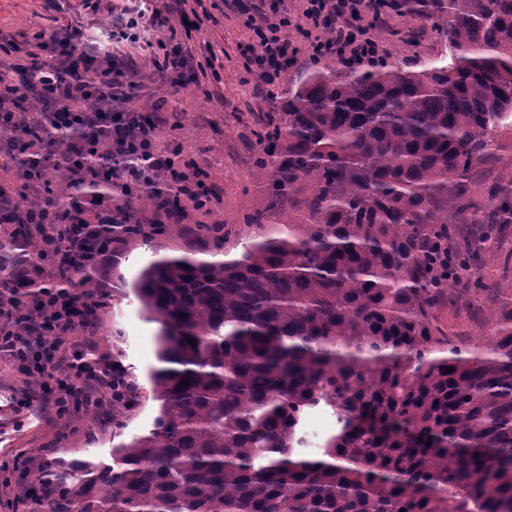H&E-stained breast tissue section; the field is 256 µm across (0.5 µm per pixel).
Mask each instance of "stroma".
Returning a JSON list of instances; mask_svg holds the SVG:
<instances>
[{"mask_svg": "<svg viewBox=\"0 0 512 512\" xmlns=\"http://www.w3.org/2000/svg\"><path fill=\"white\" fill-rule=\"evenodd\" d=\"M64 12L50 10L46 0H0V33L8 34L18 48L39 30L53 34L59 28V15L80 21L92 36L112 29L124 0H98L94 11L82 9L81 0H63ZM197 11L202 18L193 34L191 45L200 48L212 45L218 61L221 82L213 96L201 92L211 81V74L198 66H187L180 78L156 81L142 60L145 49L128 43L120 44L119 52L141 61L138 90L139 104H156L160 122L156 130L158 150L171 152L179 167L207 173L208 183L219 193L209 211H189L190 224H239L247 212L267 205L262 184L254 174L253 157L257 150L253 131L264 106L249 82L245 70L244 48L252 44L254 34L243 22L231 0H201ZM411 23L390 21L379 30L377 38L391 60H400L413 67L429 58L447 57L446 39L431 31H423L421 50H413L405 33ZM193 128L184 136L172 127L174 116ZM471 182L473 202L488 203L489 188L512 187V127L500 128L494 134L490 156L476 165ZM153 249L141 243L122 247L113 263L96 268L94 282L106 285L107 296L99 311V328L92 337L95 356L120 363L140 387H148L151 370L158 365L157 336L160 325L143 311L133 290L139 271L152 259ZM440 320L452 332L467 337L470 343L483 344V337L473 335L472 328L480 310L493 304L488 293L458 295L450 292ZM31 381L20 362L0 352V512H13L15 494L20 486L32 482L47 458L45 449L56 448L67 462L87 460L111 462L112 448L118 442L130 441L151 429L158 414V404L145 401L126 420L120 431L111 423H96L61 433L58 420L38 403L23 405Z\"/></svg>", "mask_w": 512, "mask_h": 512, "instance_id": "1", "label": "stroma"}]
</instances>
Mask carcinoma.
I'll use <instances>...</instances> for the list:
<instances>
[{"label": "carcinoma", "mask_w": 512, "mask_h": 512, "mask_svg": "<svg viewBox=\"0 0 512 512\" xmlns=\"http://www.w3.org/2000/svg\"><path fill=\"white\" fill-rule=\"evenodd\" d=\"M448 40L421 69L315 60L292 89L267 92L253 166L268 191L242 224L88 222L95 243L192 239L139 274L162 323L144 435L19 490L28 512H512V306L477 327L486 349L444 331L448 290L488 288L485 257L512 224L498 192L468 223L469 172L512 120V0H372ZM28 129L6 154L40 166ZM178 210L177 190L134 193ZM268 224L284 228L266 232ZM243 245L228 258L226 244ZM94 269L81 256L82 298ZM193 343H188V340ZM112 408L60 412L66 430L142 396L117 366ZM336 416L320 453L304 421Z\"/></svg>", "instance_id": "1"}]
</instances>
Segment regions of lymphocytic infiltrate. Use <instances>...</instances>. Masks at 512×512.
Masks as SVG:
<instances>
[{
  "instance_id": "f902f5d3",
  "label": "lymphocytic infiltrate",
  "mask_w": 512,
  "mask_h": 512,
  "mask_svg": "<svg viewBox=\"0 0 512 512\" xmlns=\"http://www.w3.org/2000/svg\"><path fill=\"white\" fill-rule=\"evenodd\" d=\"M178 3L181 11L175 25L148 0L125 8L128 22L146 39L151 65L163 78L183 67L186 44L201 24L187 10L188 0ZM236 3L256 37L244 55L264 84H274L304 51L289 40L292 28L309 36L311 30L335 23L334 38L311 39L306 51L313 56L322 52L357 64L379 53L375 31L380 21L367 14L363 0H307L301 16L293 20L283 8L284 0H272L266 11L254 0ZM15 50L13 41L0 35V113L14 111L19 99L33 100L37 110L25 123L43 131L42 162L64 173L70 197L79 198L95 219H104L112 190L125 197L133 189L191 179V171L176 170L173 158L156 151L154 126L141 125L139 111L131 105L138 88L135 72L124 58L112 54L108 43L89 49L85 32L69 23L52 41L35 38L26 51L27 63L6 62V55ZM62 134L69 137L63 149L58 146ZM101 181L106 182L107 193L82 196L83 188ZM37 275L48 284L40 288L28 315L0 320V352L26 361L40 374L45 403L58 408L74 398L82 407L102 406L112 398V366H91L86 348L71 339L78 330L94 332L96 303L78 299L69 289L73 275L66 266L0 258V288L10 294L30 287Z\"/></svg>"
}]
</instances>
